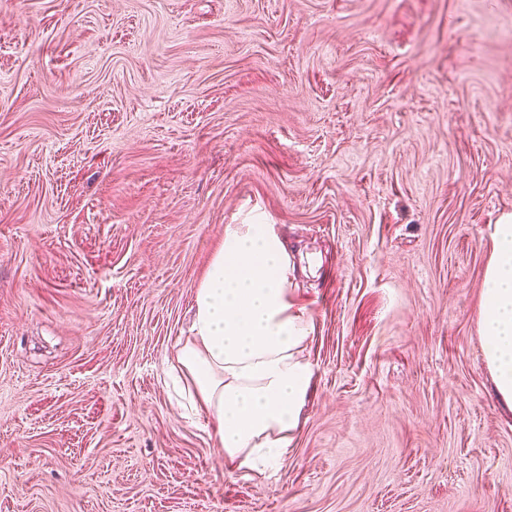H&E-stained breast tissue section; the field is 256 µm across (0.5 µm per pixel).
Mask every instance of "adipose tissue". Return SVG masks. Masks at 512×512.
Instances as JSON below:
<instances>
[{"label":"adipose tissue","instance_id":"1","mask_svg":"<svg viewBox=\"0 0 512 512\" xmlns=\"http://www.w3.org/2000/svg\"><path fill=\"white\" fill-rule=\"evenodd\" d=\"M478 323L496 392L512 408V215L491 233ZM294 265L271 224H229L193 300L189 336L167 375L193 413H206L237 469L277 466L288 454L313 370V322L289 296Z\"/></svg>","mask_w":512,"mask_h":512}]
</instances>
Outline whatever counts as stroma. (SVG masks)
I'll return each instance as SVG.
<instances>
[{"label": "stroma", "instance_id": "obj_1", "mask_svg": "<svg viewBox=\"0 0 512 512\" xmlns=\"http://www.w3.org/2000/svg\"><path fill=\"white\" fill-rule=\"evenodd\" d=\"M510 213L512 0H0V512H512ZM257 219L314 323L263 474L165 376ZM492 251L483 281L484 302L478 323L484 358L501 401L512 409V215H504L491 233Z\"/></svg>", "mask_w": 512, "mask_h": 512}]
</instances>
